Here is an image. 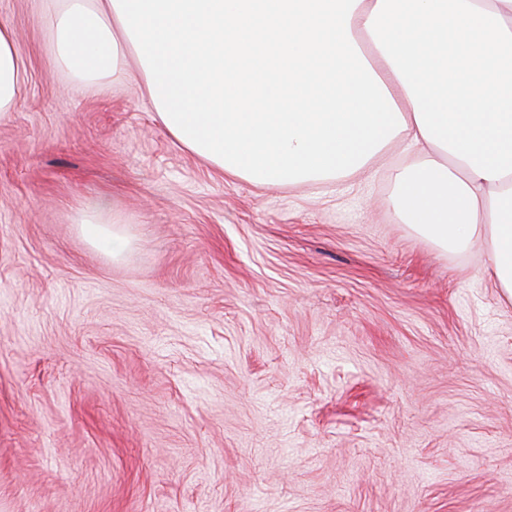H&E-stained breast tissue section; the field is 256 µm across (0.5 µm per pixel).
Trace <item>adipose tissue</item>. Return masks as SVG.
Listing matches in <instances>:
<instances>
[{"label":"adipose tissue","instance_id":"obj_1","mask_svg":"<svg viewBox=\"0 0 512 512\" xmlns=\"http://www.w3.org/2000/svg\"><path fill=\"white\" fill-rule=\"evenodd\" d=\"M50 61L117 79L128 51L165 128L264 185L345 176L393 140L403 222L444 250L480 244L512 301V0H65ZM23 62L0 24V120Z\"/></svg>","mask_w":512,"mask_h":512}]
</instances>
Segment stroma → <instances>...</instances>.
Here are the masks:
<instances>
[{"label": "stroma", "instance_id": "1", "mask_svg": "<svg viewBox=\"0 0 512 512\" xmlns=\"http://www.w3.org/2000/svg\"><path fill=\"white\" fill-rule=\"evenodd\" d=\"M0 0V512H512V302L403 224L394 142L265 187L118 82L48 65ZM105 204L120 258L80 218ZM23 62L16 50L12 30L0 24V120L6 118L18 99Z\"/></svg>", "mask_w": 512, "mask_h": 512}]
</instances>
